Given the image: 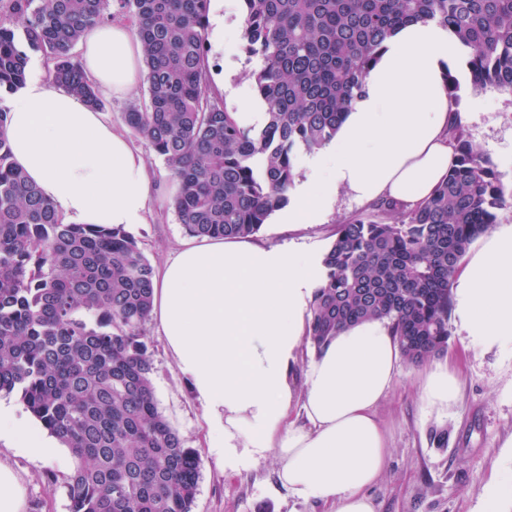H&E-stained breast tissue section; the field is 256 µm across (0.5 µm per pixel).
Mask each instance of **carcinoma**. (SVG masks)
<instances>
[{
    "instance_id": "carcinoma-1",
    "label": "carcinoma",
    "mask_w": 512,
    "mask_h": 512,
    "mask_svg": "<svg viewBox=\"0 0 512 512\" xmlns=\"http://www.w3.org/2000/svg\"><path fill=\"white\" fill-rule=\"evenodd\" d=\"M112 0H0V93L30 54L52 87L102 108L71 50ZM138 24L147 98L125 113L170 169L172 206L195 238H247L285 206L299 159L335 139L398 28L435 20L468 49L472 88L512 95V0H240L241 39L263 124L242 126L207 86L210 0H117ZM455 164L414 206L383 201L336 225L310 306L316 348L380 319L403 355L448 349L451 286L470 245L512 208L500 174L460 123ZM154 269L122 227L65 224L9 162L0 136V392L74 459L70 512H192L199 455L159 411L143 326Z\"/></svg>"
}]
</instances>
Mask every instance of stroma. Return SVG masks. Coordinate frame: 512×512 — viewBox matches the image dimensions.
Here are the masks:
<instances>
[{"instance_id": "stroma-1", "label": "stroma", "mask_w": 512, "mask_h": 512, "mask_svg": "<svg viewBox=\"0 0 512 512\" xmlns=\"http://www.w3.org/2000/svg\"><path fill=\"white\" fill-rule=\"evenodd\" d=\"M209 89L223 95L225 82L252 91V74L260 66L242 41L208 42ZM459 88L454 105L465 135L478 144L512 191V95L493 88L472 89L467 69L456 73ZM161 187L154 194L146 223L131 233L154 270L188 241L171 205L170 172L148 143L132 137ZM369 204L340 194L321 224L288 227L270 216L253 237L267 247H292L322 259L336 224L370 212ZM448 349L440 362L458 374L455 401L446 408L427 405L421 386L427 364L400 360L398 373L377 417L390 444L384 473L370 490L375 512H485L491 478L505 490L500 512H512V342L496 346L474 343L458 324H451ZM153 359L152 382L160 411L177 430L185 447L200 456V479L193 512H331L329 504L289 496L277 478L279 464L268 459L255 468L229 473L205 445L202 409L187 379L168 357L154 321L144 326ZM447 430L448 442L431 441ZM0 463L17 474L26 489V512H69L68 481L73 459L61 449L52 461H34L0 442Z\"/></svg>"}]
</instances>
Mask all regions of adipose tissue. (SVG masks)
Here are the masks:
<instances>
[{"label":"adipose tissue","mask_w":512,"mask_h":512,"mask_svg":"<svg viewBox=\"0 0 512 512\" xmlns=\"http://www.w3.org/2000/svg\"><path fill=\"white\" fill-rule=\"evenodd\" d=\"M78 48L103 94L126 96L139 87L143 46L134 25L89 27ZM465 60L460 42L434 21L409 23L389 37L334 142L309 158L282 223H321L343 190L362 203L409 206L427 198L455 162L445 76ZM5 112L0 133L13 164L65 223H146L147 163L100 110L31 79ZM319 283L315 259L291 248L191 241L156 276L151 315L170 359L190 380L207 448L225 471H246L273 456L293 496L334 504L336 512H374L367 491L389 456L376 410L400 351L383 321H363L321 348L304 392H296L289 372ZM452 292L456 318L470 336L486 346L512 341V223L500 224L469 256ZM297 403L300 422L290 418ZM2 437L35 460L58 451L0 403Z\"/></svg>","instance_id":"obj_1"}]
</instances>
